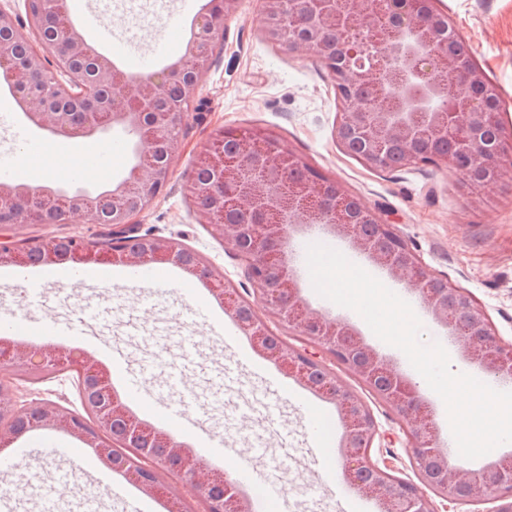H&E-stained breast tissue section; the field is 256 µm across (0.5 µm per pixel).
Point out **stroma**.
<instances>
[{"label":"stroma","mask_w":512,"mask_h":512,"mask_svg":"<svg viewBox=\"0 0 512 512\" xmlns=\"http://www.w3.org/2000/svg\"><path fill=\"white\" fill-rule=\"evenodd\" d=\"M183 0H164L154 18L137 22L122 6H100L98 0H69L68 14L84 12L111 28L133 54L152 55L158 42L171 41L182 51L208 0H196L191 14ZM457 39L498 85L506 111L512 116V0H441ZM260 0H240L236 12L224 21L213 65L203 78L197 98L182 127V145L170 180L151 206L134 218L135 235L154 233L176 239L197 251L243 291L254 314L267 317L262 296L254 292L243 262L202 224L189 191L196 155L224 129H261L272 132L304 161L340 183L353 196L395 224L409 247L434 273L470 291L492 317L502 340L512 341V170L476 190L464 188L460 177L443 165L374 171L363 167L337 145L334 136L336 98L321 63L307 49H280L267 41L259 18ZM31 135L51 142L47 132L33 127L15 98L0 87V156L14 157L20 182L52 181L55 171L70 162L66 153L45 150L18 154L19 139ZM109 227L86 223L81 211L70 212L57 224H28L11 232L13 239L44 240L82 236L107 238ZM15 267L0 266V307L18 310L31 321L61 327L73 320L83 324L85 352L104 368H111L113 352H121L129 375L154 366L153 383L144 391L157 407L180 404L195 396L198 405L187 418L197 437L189 441L199 451V439L222 440L236 454L252 455L256 465L275 474H287L281 512H351V503L365 497L344 472L323 476L312 464L315 447L308 410L335 415V407L288 378L273 360L254 351L247 336L236 343L224 340L231 321L208 283L177 271V288L158 290L145 284L113 278L107 283L65 285L52 281L33 300L22 303L12 282ZM304 298L324 313L354 323L364 337L405 373L413 368L397 348L387 345L355 311L337 306L313 289L309 272L297 267ZM191 289L203 315L192 314L183 294ZM251 362L237 365L239 351ZM338 379L354 389L373 411L380 445L396 474H412L407 439L400 416L387 407L360 379L340 363H333ZM12 376L7 402L50 400L70 410L81 404L72 373L51 371L39 382L25 374ZM30 471L0 472V484L36 477L40 488L26 495L27 512H42L41 489L57 485L70 464L32 458ZM97 512H140L151 502L153 512H167L165 497L142 491L129 478L97 464L85 487L68 486L60 494V512H78L87 500Z\"/></svg>","instance_id":"1"}]
</instances>
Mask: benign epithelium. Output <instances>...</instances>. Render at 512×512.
<instances>
[{
  "label": "benign epithelium",
  "instance_id": "obj_1",
  "mask_svg": "<svg viewBox=\"0 0 512 512\" xmlns=\"http://www.w3.org/2000/svg\"><path fill=\"white\" fill-rule=\"evenodd\" d=\"M239 0H209L179 56L143 78L107 62L71 22L51 37L28 41L24 63L13 55L26 27L42 29L63 18L61 0H36L22 21L0 4V84L17 99L25 118L56 137L85 139L111 127L136 134L138 162L126 178L102 192H71L50 184L0 183V230L53 224L59 210L78 209L90 224L112 226V244L72 236L34 239L19 247L0 242V265L70 261L80 264H175L210 282L224 315L255 349L319 398L333 404L344 434L339 457L345 476L379 512H439L450 504L487 502L488 512H512V453L489 457L476 471L448 462L439 428L416 384L369 345L348 321L330 318L302 296L286 247L301 224H317L347 240L384 269L444 327L462 355L497 381L512 383V343L496 332L486 308L465 288L430 271L395 225L383 220L343 186L312 170L293 179L302 159L263 131L222 130L195 159L205 180L192 179L191 195L202 223L245 262L246 276L267 303L271 318L299 330L308 348L298 351L271 334L250 303L223 273L174 239L154 234L125 239L126 225L146 211L169 180L181 147L188 106L212 64L223 21ZM264 33L275 44L315 54L335 90L334 137L341 149L372 170L439 162L476 188L512 165V146L501 115V91L468 53H459L438 0H261ZM462 90L448 89V78ZM232 143L226 154L223 143ZM164 146L156 155V144ZM78 376L83 412L48 402L17 406L25 430L61 429L95 451L116 472L135 477L149 494L162 493L158 473L181 479L189 496H173L169 512H189L187 498L205 512H250L247 497L222 472L203 465L174 436L139 420L112 391L109 375L85 356L56 347L36 356L22 341L0 338V361L17 369L34 365ZM335 360L367 386L388 379L382 399L410 428L408 458L415 479L393 476L374 455L376 418L365 401L328 368Z\"/></svg>",
  "mask_w": 512,
  "mask_h": 512
}]
</instances>
